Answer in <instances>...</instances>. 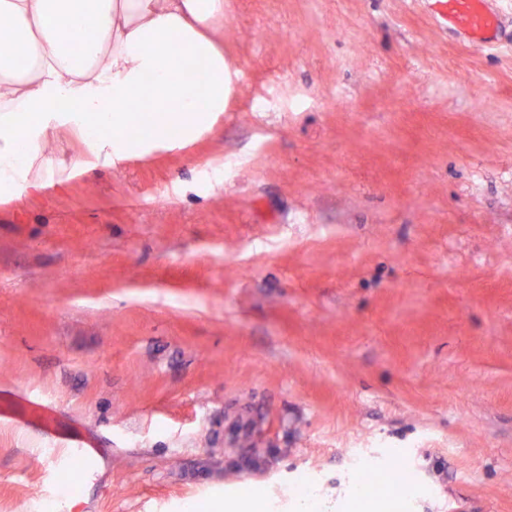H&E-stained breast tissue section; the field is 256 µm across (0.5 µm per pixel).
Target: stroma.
Here are the masks:
<instances>
[{
    "instance_id": "stroma-1",
    "label": "stroma",
    "mask_w": 512,
    "mask_h": 512,
    "mask_svg": "<svg viewBox=\"0 0 512 512\" xmlns=\"http://www.w3.org/2000/svg\"><path fill=\"white\" fill-rule=\"evenodd\" d=\"M502 43L424 0H224L238 80L212 129L0 200V512H363L355 454L416 486L375 512H512V0ZM237 448H263L252 470ZM20 403L24 410L35 412L33 418L35 423L40 426L42 433L49 439L59 441L68 450L71 457H79L87 462L95 459L96 447L92 437L82 428H78L61 438L56 433L54 418L56 416V406L42 398L31 396L25 393L20 398Z\"/></svg>"
}]
</instances>
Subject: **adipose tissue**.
<instances>
[{
  "mask_svg": "<svg viewBox=\"0 0 512 512\" xmlns=\"http://www.w3.org/2000/svg\"><path fill=\"white\" fill-rule=\"evenodd\" d=\"M86 23L80 49L58 43ZM237 77L224 0H0V191L27 182L53 120L87 118L93 151L137 159L208 131Z\"/></svg>",
  "mask_w": 512,
  "mask_h": 512,
  "instance_id": "1",
  "label": "adipose tissue"
}]
</instances>
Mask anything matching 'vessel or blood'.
Returning a JSON list of instances; mask_svg holds the SVG:
<instances>
[{"instance_id":"1","label":"vessel or blood","mask_w":512,"mask_h":512,"mask_svg":"<svg viewBox=\"0 0 512 512\" xmlns=\"http://www.w3.org/2000/svg\"><path fill=\"white\" fill-rule=\"evenodd\" d=\"M443 23L462 31L467 40L475 45H492L502 28L503 21L497 10L490 8V0H427ZM20 409L34 412V420L49 439H61L70 456L93 461L95 443L84 429H76L65 437H58L54 418L56 407L42 398L24 395Z\"/></svg>"}]
</instances>
